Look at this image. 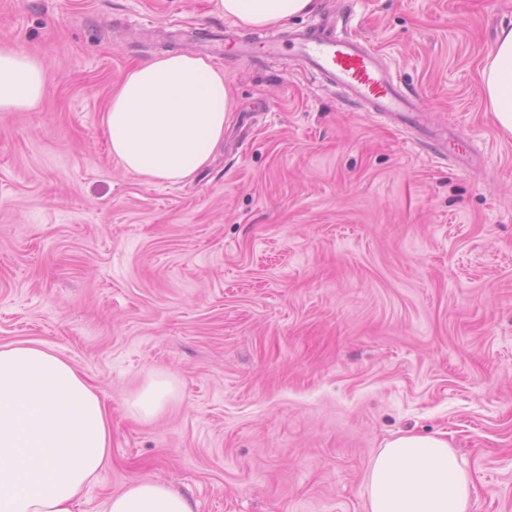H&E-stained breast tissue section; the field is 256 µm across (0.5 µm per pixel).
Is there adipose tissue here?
I'll use <instances>...</instances> for the list:
<instances>
[{"label":"adipose tissue","instance_id":"adipose-tissue-1","mask_svg":"<svg viewBox=\"0 0 512 512\" xmlns=\"http://www.w3.org/2000/svg\"><path fill=\"white\" fill-rule=\"evenodd\" d=\"M316 0H218L243 28L287 24ZM497 125L512 134V28L482 69ZM38 58L0 48V112L34 109L45 92ZM231 98L224 70L198 55L171 53L129 71L104 118L109 148L139 179L182 182L224 139ZM171 380L150 378L131 399L141 419L174 397ZM112 424L98 393L69 362L35 345L0 346V512H76L111 458ZM370 512H470L472 480L447 439L406 433L387 440L367 478ZM102 512H194L158 481H135Z\"/></svg>","mask_w":512,"mask_h":512}]
</instances>
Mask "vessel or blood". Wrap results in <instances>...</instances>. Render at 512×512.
Returning <instances> with one entry per match:
<instances>
[{
	"label": "vessel or blood",
	"instance_id": "b4317fda",
	"mask_svg": "<svg viewBox=\"0 0 512 512\" xmlns=\"http://www.w3.org/2000/svg\"><path fill=\"white\" fill-rule=\"evenodd\" d=\"M345 19L339 11L288 34H271L256 42L240 41L228 31L214 40H200L198 47L216 59L230 57L243 64L276 59L282 52H290L306 69L344 91L349 99L387 116L396 126L416 131L423 137V147L433 154L447 155L448 141L428 130L417 93L397 81L378 51L361 38L338 31V23Z\"/></svg>",
	"mask_w": 512,
	"mask_h": 512
}]
</instances>
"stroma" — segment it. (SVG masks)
Instances as JSON below:
<instances>
[{"instance_id":"35a3bbf8","label":"stroma","mask_w":512,"mask_h":512,"mask_svg":"<svg viewBox=\"0 0 512 512\" xmlns=\"http://www.w3.org/2000/svg\"><path fill=\"white\" fill-rule=\"evenodd\" d=\"M358 36L461 170L284 57L224 59V143L189 182L148 184L104 114L217 0H0V46L48 76L0 112V346L51 347L105 401L111 463L80 512L135 480L195 512H367L385 439L445 435L472 512H512V134L481 71L512 0H353ZM176 396L152 421L151 374ZM175 388L171 380L150 377L145 386L131 399L130 408L144 421L155 418L174 397Z\"/></svg>"}]
</instances>
